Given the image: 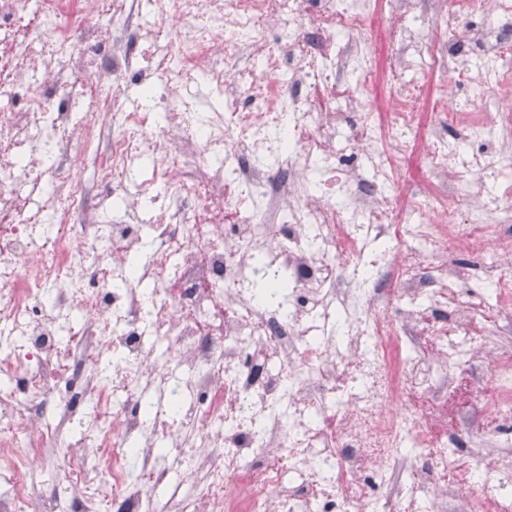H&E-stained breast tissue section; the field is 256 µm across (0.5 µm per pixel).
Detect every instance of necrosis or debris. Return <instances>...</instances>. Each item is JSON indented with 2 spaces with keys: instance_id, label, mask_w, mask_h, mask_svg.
Returning a JSON list of instances; mask_svg holds the SVG:
<instances>
[{
  "instance_id": "4bbe7bcc",
  "label": "necrosis or debris",
  "mask_w": 512,
  "mask_h": 512,
  "mask_svg": "<svg viewBox=\"0 0 512 512\" xmlns=\"http://www.w3.org/2000/svg\"><path fill=\"white\" fill-rule=\"evenodd\" d=\"M381 4L156 0L177 25L162 43L144 0H0V376L26 380L24 396L0 392V512H143L168 473L157 442L187 438L206 468L194 512H368L374 492L398 512H512L511 435L470 432L463 468L456 436L396 407L447 392L448 369L478 359L474 417L512 419V352L454 299L477 250L512 330V82L499 75L512 0H397L387 19ZM383 25L404 32L395 60L421 77L377 114ZM425 27L447 34L427 55L412 37ZM436 70L488 91L495 113L465 121L433 98L462 133L424 145L457 192L428 215L395 172ZM132 80L142 100L129 107ZM57 133L85 147L93 183L67 172ZM260 264L288 271L285 305L250 289ZM74 312L86 319L65 347ZM147 387L168 402L148 421ZM182 390L196 401L171 402ZM74 428L86 441L68 485L45 490L37 463ZM312 469L316 484L285 486Z\"/></svg>"
}]
</instances>
